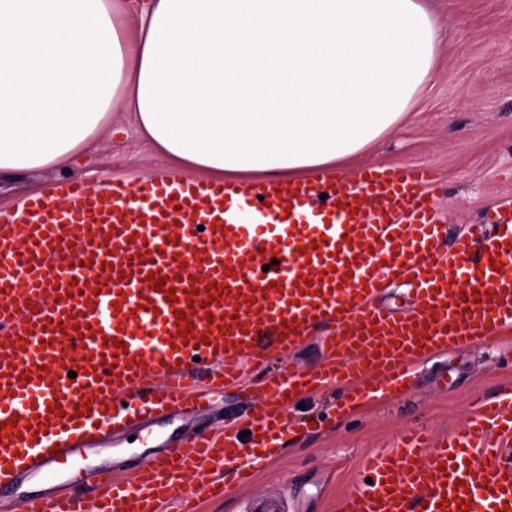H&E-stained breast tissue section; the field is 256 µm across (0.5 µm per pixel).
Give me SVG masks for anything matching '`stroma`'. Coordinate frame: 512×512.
Listing matches in <instances>:
<instances>
[{
    "instance_id": "35a3bbf8",
    "label": "stroma",
    "mask_w": 512,
    "mask_h": 512,
    "mask_svg": "<svg viewBox=\"0 0 512 512\" xmlns=\"http://www.w3.org/2000/svg\"><path fill=\"white\" fill-rule=\"evenodd\" d=\"M440 28L438 66L404 122L368 149L358 168L422 166L435 178L437 211L449 235L483 223L486 213L512 199V0H430ZM177 172L137 130L129 113L110 115L90 148L78 151L66 167H47L0 182V209H13L33 195L51 196L54 185L81 180L98 187L115 179L138 182L173 178ZM329 331L320 328L296 351L268 366L246 365L241 383L214 397L201 419H174L153 436L136 435L119 448H102L65 474L70 489L85 491L84 466H111L116 478L134 483L159 439L199 428L219 434L225 423L248 424L245 397L262 387L268 374L294 365L315 368ZM512 389V335L494 344L448 349L410 367L402 391H390L339 414L332 399L343 390L301 395L286 418L301 420L285 435L273 456L245 486L224 497L201 498L197 512H257L261 502L278 512H336L339 498L361 478L370 459L395 447L400 435L426 431L440 439L461 428L477 397Z\"/></svg>"
}]
</instances>
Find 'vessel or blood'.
<instances>
[{
	"label": "vessel or blood",
	"instance_id": "vessel-or-blood-1",
	"mask_svg": "<svg viewBox=\"0 0 512 512\" xmlns=\"http://www.w3.org/2000/svg\"><path fill=\"white\" fill-rule=\"evenodd\" d=\"M432 182L424 168L383 166L349 186L159 177L101 190L70 180L55 201L36 195L0 210V423L24 424L0 435V493L13 494L23 476L54 480L84 452L160 419L206 414L245 361L265 365L334 321L317 368L268 378L248 440L231 428L171 439L135 487L100 468L89 475L93 497L30 495L23 512H161L181 489L220 497L223 478L203 464L233 463L249 483L262 451L288 433L293 397L347 386L372 398L403 386L411 363L435 350L511 331L512 205L451 239ZM150 274L174 288L173 301L149 287ZM397 277L412 278L421 300L403 318L371 303ZM212 281L234 293L233 305L209 295ZM180 310L196 334L187 344ZM53 399L60 411H49ZM85 401L90 414L77 416ZM502 433L512 434V391L478 400L469 423L438 444L404 436L366 466L368 481L337 512H502L512 507Z\"/></svg>",
	"mask_w": 512,
	"mask_h": 512
}]
</instances>
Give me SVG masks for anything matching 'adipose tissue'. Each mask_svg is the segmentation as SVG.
Instances as JSON below:
<instances>
[{"instance_id":"obj_1","label":"adipose tissue","mask_w":512,"mask_h":512,"mask_svg":"<svg viewBox=\"0 0 512 512\" xmlns=\"http://www.w3.org/2000/svg\"><path fill=\"white\" fill-rule=\"evenodd\" d=\"M437 43L425 0H0V178L115 109L198 173L331 171L405 120Z\"/></svg>"}]
</instances>
